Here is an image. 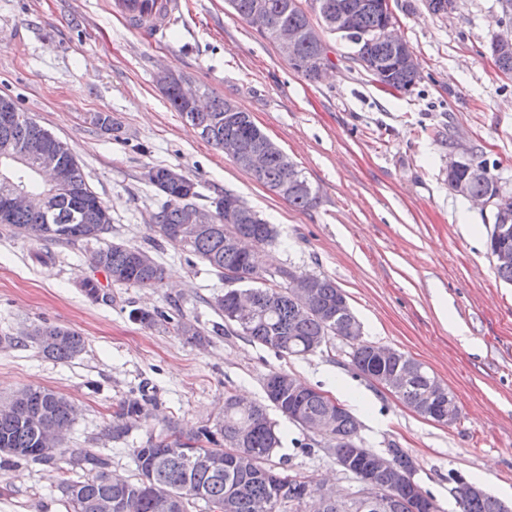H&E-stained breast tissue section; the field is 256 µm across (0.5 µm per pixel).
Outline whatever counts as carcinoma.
<instances>
[{"label": "carcinoma", "mask_w": 512, "mask_h": 512, "mask_svg": "<svg viewBox=\"0 0 512 512\" xmlns=\"http://www.w3.org/2000/svg\"><path fill=\"white\" fill-rule=\"evenodd\" d=\"M271 26L294 25L305 29L310 20L305 15L288 8L289 0H264ZM385 23L383 15L374 8L351 16L353 33L349 41L355 45L357 63L367 61L374 65L369 75L382 87L407 92L420 79V74L406 71L391 62L393 50L381 37ZM322 47L312 35H304L299 59L290 63L291 68L311 82L318 80L311 67L314 57ZM192 125L209 143L219 148L224 145V133L239 132L248 143L258 146L269 137L254 122L250 113L237 108L231 102L214 98L196 111ZM52 146L61 152L63 167L69 184L68 195L53 203L51 208L39 211H17L8 219L7 226L15 233L32 240H53L64 244L77 241H100L109 230L112 217L109 209L91 188L68 145L43 127L31 126L17 120L11 130V146L20 152L35 153L44 146ZM148 183L162 193L164 201L157 209L161 220L151 228L167 242L199 258L218 275L225 277L231 272L235 281L260 282L244 292L253 297L256 315L241 332L251 341L267 347L280 355H307L321 349L330 338L336 336L354 343L351 362L360 374L372 369L379 374L376 382L396 370L406 368L413 359L400 354L398 359L374 363L373 344L360 340L361 334L348 332L350 322L361 326L352 312L347 295L327 277L313 276L314 297L305 309L295 298L289 279L303 277L282 264L274 266L269 276L259 273L251 252L241 246L249 240L270 249L276 246L277 232L273 225L264 221L255 210L236 194L226 190L222 200L238 203V220L224 223V213H217L214 224L188 235L178 234L185 225L186 209L198 205L202 199L199 190L189 192L168 180L169 168L153 166ZM464 184L473 195L488 197L494 208V224L512 225V195L503 192L498 179L487 163L476 154L457 171L448 174V187L454 189ZM260 184L299 210H306L316 202V195L288 157L276 148L268 155ZM91 263L101 269L107 278L121 285L154 287L163 282V269L141 249L118 243H106L91 254ZM130 317L146 326L172 317L158 311L135 309ZM177 331L194 343L202 344L205 336L189 321L180 319ZM30 336H42V353L58 361H68L85 350V339L78 332L47 322L34 326ZM434 377L425 370L412 372L410 382L403 391L396 393L406 405L418 414L434 419L448 414V395L433 390ZM273 405L289 421L301 424L303 419H315L325 415L330 397L320 391H311L291 409L271 395H266ZM153 398L146 393L125 401L112 415V421L104 428L109 440L125 438L132 424L151 416ZM239 399L234 394L224 397V415L211 424L186 430L173 418L166 420L164 437L148 441L134 449L133 462L136 478L121 483L112 481L111 462L106 456L91 448H64L53 456L42 453L39 431L48 424L58 431L68 429L74 420L75 409L69 400L45 388H29L15 399V412L10 418L0 416V454L5 461H25L34 464L54 463L64 458L68 464L83 471L77 477L64 475L61 491L66 497L68 512H96L95 501L109 497L117 502L115 512H153L152 499L146 494L125 493L127 488L147 484L153 490L174 495L181 500L178 512L203 505L207 512H281L277 487L284 478L283 472L268 465L269 459L281 447V432L267 414L266 405L252 402L245 409L237 408ZM355 417L347 408L338 426L340 438L334 445L336 461L351 456L359 447V435ZM216 454L225 458L220 469L204 466L190 467L187 456ZM380 484L388 492L389 508L383 509L375 501L356 503L351 499L335 500L323 512H440L433 496L410 485L394 486L390 476L383 474ZM469 484L461 481L457 487L461 512H501L502 502L488 493L480 496L468 494ZM312 491L307 477L294 473L288 481V506L296 508Z\"/></svg>", "instance_id": "carcinoma-1"}]
</instances>
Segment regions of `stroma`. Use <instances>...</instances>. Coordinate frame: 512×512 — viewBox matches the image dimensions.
Masks as SVG:
<instances>
[{"mask_svg": "<svg viewBox=\"0 0 512 512\" xmlns=\"http://www.w3.org/2000/svg\"><path fill=\"white\" fill-rule=\"evenodd\" d=\"M183 3L181 17L149 40L114 18L107 0H0V94L71 147L111 210L108 240L149 252L164 270L156 288L115 284L89 265L90 244L33 241L0 225V401L26 387L64 395L76 409L67 447L110 455L113 474L127 479L134 448L162 437L167 416L187 429L213 422L225 393L263 400L264 378L285 371L337 399L356 393L362 446L407 451L442 512H459L461 480L512 506V285L489 251L492 209L451 192L446 169L463 144L512 194V75L489 50L512 21L499 0H455L444 17L423 0H391L395 31L420 66L407 93L382 89L336 36L325 37L331 67L311 82L224 0ZM163 66L250 112L317 204L291 207L203 139L157 86ZM99 112L111 114L114 132L93 124ZM157 165L180 168L205 196L232 191L274 224L277 250L259 252L260 269L277 262L334 279L364 340L406 353L452 390L457 420L424 418L359 375L345 340L284 357L225 325L214 307L224 280L149 228L162 196L143 173ZM89 278L111 303L85 294ZM139 308L191 321L206 343L188 342L171 323L141 325L129 316ZM43 321L80 332L85 352L46 358L25 339ZM144 387L156 399L151 417L126 441H105L111 415ZM270 416L282 436L276 468L353 495L355 479L323 437ZM61 479L57 464L1 467L0 512H65Z\"/></svg>", "mask_w": 512, "mask_h": 512, "instance_id": "1", "label": "stroma"}]
</instances>
